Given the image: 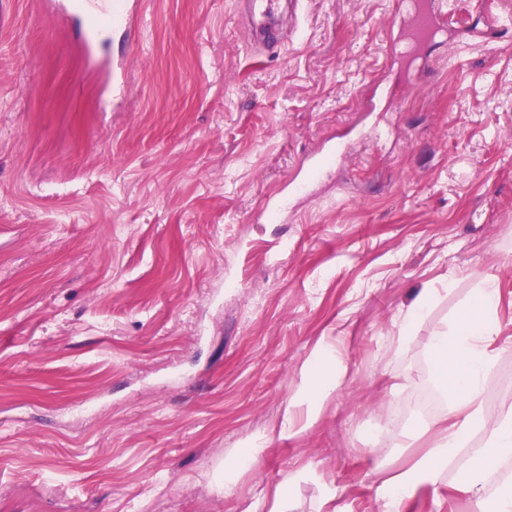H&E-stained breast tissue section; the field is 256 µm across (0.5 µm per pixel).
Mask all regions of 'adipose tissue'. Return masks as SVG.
<instances>
[{
  "instance_id": "obj_1",
  "label": "adipose tissue",
  "mask_w": 512,
  "mask_h": 512,
  "mask_svg": "<svg viewBox=\"0 0 512 512\" xmlns=\"http://www.w3.org/2000/svg\"><path fill=\"white\" fill-rule=\"evenodd\" d=\"M500 289L487 281L469 299L453 326H439L428 339L434 374L450 400L449 427L438 429L437 440L408 470L385 481L386 512H403L424 487H437L445 465L473 432L484 441L473 449L459 473V482L475 506H482L489 490H496L494 512H512V489L500 485L499 463L512 457V410L488 411L484 379L491 369L493 345L499 333ZM344 359L330 344H320L302 373V381L284 410L283 431H294L299 421L315 422L323 402L347 377Z\"/></svg>"
}]
</instances>
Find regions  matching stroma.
Wrapping results in <instances>:
<instances>
[{
    "mask_svg": "<svg viewBox=\"0 0 512 512\" xmlns=\"http://www.w3.org/2000/svg\"><path fill=\"white\" fill-rule=\"evenodd\" d=\"M121 2L89 45L71 0H0V512H384L431 445L428 338L488 279L512 409V0H446L418 66L388 56L401 0H302L262 56L235 0ZM325 336L349 375L282 434ZM458 455L404 512H474ZM330 168L324 165V156L314 158L299 174L289 181L288 192L280 197L270 199L264 207L263 215L276 218L288 212L293 201L306 194L310 187L321 180ZM436 294V289H423L417 301L401 316L398 324V336H390L399 347H407L415 324L425 315Z\"/></svg>",
    "mask_w": 512,
    "mask_h": 512,
    "instance_id": "obj_1",
    "label": "stroma"
}]
</instances>
